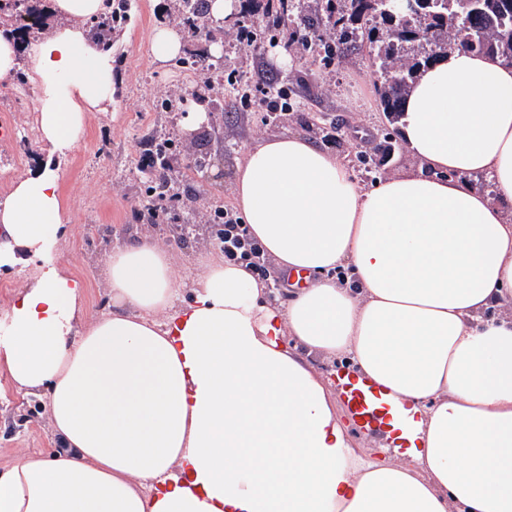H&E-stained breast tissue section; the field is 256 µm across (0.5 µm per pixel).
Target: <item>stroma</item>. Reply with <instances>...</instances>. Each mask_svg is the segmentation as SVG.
<instances>
[{"label":"stroma","instance_id":"obj_1","mask_svg":"<svg viewBox=\"0 0 512 512\" xmlns=\"http://www.w3.org/2000/svg\"><path fill=\"white\" fill-rule=\"evenodd\" d=\"M244 19L238 9L230 20L212 24V36H185L183 54L206 57L212 46H220L225 71H236L245 79L259 77L268 84L287 82L296 102L294 110L273 118L263 112H242L236 102L223 99L215 89L201 88L208 113L200 125H193L189 105L175 112L153 111V102L201 87L199 79L185 72L179 62L160 64L152 50L154 28L183 26L174 0H137L123 27L93 29L96 39L112 43L115 91L110 111L87 113L81 144L61 161L63 221L68 231L58 247L60 263L86 285L90 314L110 309L102 258L112 249L145 235L157 238L172 248L182 278L200 275L215 251L204 223H195L180 244L171 225L138 221L136 212L142 207L148 184L142 164L153 135L181 145L170 177L179 183L182 196L196 197L202 211L216 205L235 211L231 186L236 168L246 150L265 138L300 135L346 161L368 186L418 167L398 126L389 125L382 112L367 52L328 66L315 54L283 40L258 49L246 48L234 38ZM379 142L385 143L387 150L377 154L376 172H365L358 155ZM199 152L210 154V165L204 171L187 173ZM62 446L45 403L16 392L7 371L0 369V470L10 467L21 453L48 454Z\"/></svg>","mask_w":512,"mask_h":512}]
</instances>
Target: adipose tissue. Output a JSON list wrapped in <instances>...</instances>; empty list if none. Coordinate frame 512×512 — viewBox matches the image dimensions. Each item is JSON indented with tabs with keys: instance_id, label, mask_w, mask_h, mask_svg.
Here are the masks:
<instances>
[{
	"instance_id": "obj_1",
	"label": "adipose tissue",
	"mask_w": 512,
	"mask_h": 512,
	"mask_svg": "<svg viewBox=\"0 0 512 512\" xmlns=\"http://www.w3.org/2000/svg\"><path fill=\"white\" fill-rule=\"evenodd\" d=\"M42 9L29 49L0 27V82L27 67L46 148L0 202V270L28 273L0 367L46 394L64 447L0 471V512H512V66L456 50L423 69L399 122L419 166L370 188L299 136L245 153L233 199L304 277L287 302L220 255L184 283L145 237L113 249L92 317L55 258L58 160L112 103L86 28L106 5ZM301 346L384 391L402 451L353 448Z\"/></svg>"
}]
</instances>
